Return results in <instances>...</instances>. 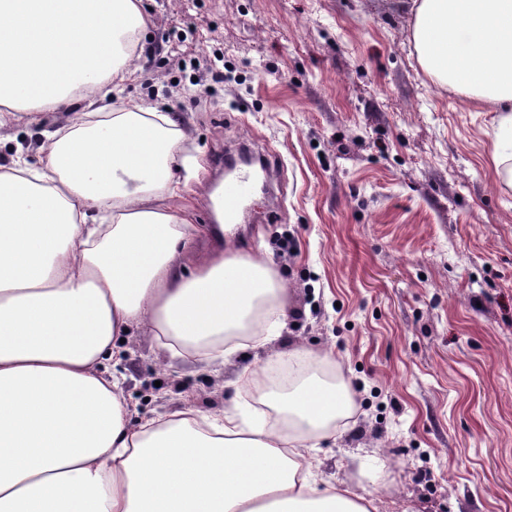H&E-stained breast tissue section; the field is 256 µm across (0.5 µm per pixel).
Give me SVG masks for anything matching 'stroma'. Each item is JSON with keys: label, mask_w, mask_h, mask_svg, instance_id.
<instances>
[{"label": "stroma", "mask_w": 512, "mask_h": 512, "mask_svg": "<svg viewBox=\"0 0 512 512\" xmlns=\"http://www.w3.org/2000/svg\"><path fill=\"white\" fill-rule=\"evenodd\" d=\"M135 102L191 131L173 206L193 224L182 261L265 260L290 309L266 349L205 367L128 339L131 420L218 414L230 381L301 342L328 352L355 410L318 453L375 512H512V188L491 154L497 115L436 84L410 0H144ZM264 158L265 188L222 239L210 191L223 161Z\"/></svg>", "instance_id": "obj_1"}]
</instances>
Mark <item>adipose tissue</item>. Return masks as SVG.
<instances>
[{
    "mask_svg": "<svg viewBox=\"0 0 512 512\" xmlns=\"http://www.w3.org/2000/svg\"><path fill=\"white\" fill-rule=\"evenodd\" d=\"M143 0H0V143L19 120L62 110L37 162L0 165V512H372L344 482L320 484L315 448L354 397L319 376L328 355L297 346L288 392L265 370L233 385L282 425L250 428L235 409L188 407L132 425L113 369L126 330L172 359L223 363L283 325L285 288L264 260L204 256L185 273L192 225L169 203L168 164L190 132L129 104L89 123L67 111L135 79ZM413 41L442 87L489 105L497 176L512 188V0H414Z\"/></svg>",
    "mask_w": 512,
    "mask_h": 512,
    "instance_id": "ef3b65f1",
    "label": "adipose tissue"
}]
</instances>
